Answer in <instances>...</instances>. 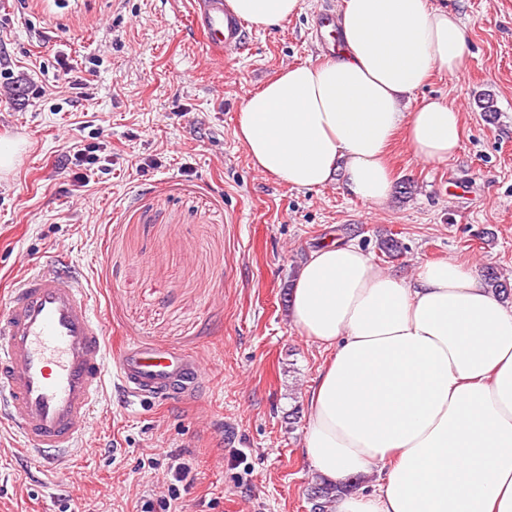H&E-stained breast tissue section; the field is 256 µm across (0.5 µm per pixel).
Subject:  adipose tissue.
Listing matches in <instances>:
<instances>
[{
  "label": "adipose tissue",
  "instance_id": "adipose-tissue-1",
  "mask_svg": "<svg viewBox=\"0 0 512 512\" xmlns=\"http://www.w3.org/2000/svg\"><path fill=\"white\" fill-rule=\"evenodd\" d=\"M257 28L300 0H225ZM339 56L288 67L244 102L236 139L253 167L298 190L342 175L350 195L385 202L397 133L415 157L460 147L461 114L403 97L469 52L459 18L430 0H344ZM300 333L329 351L313 386L304 455L343 486L334 512H512V306L476 270L426 262L405 279L352 242L324 244L291 291ZM376 474L373 490L349 488Z\"/></svg>",
  "mask_w": 512,
  "mask_h": 512
}]
</instances>
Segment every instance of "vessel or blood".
Returning <instances> with one entry per match:
<instances>
[{
	"mask_svg": "<svg viewBox=\"0 0 512 512\" xmlns=\"http://www.w3.org/2000/svg\"><path fill=\"white\" fill-rule=\"evenodd\" d=\"M192 24L213 58L245 42L246 26L224 0H194ZM205 378L199 362L177 349L129 341L113 351L72 260L25 268L0 308V416L41 470L83 447L111 382L142 401L190 397Z\"/></svg>",
	"mask_w": 512,
	"mask_h": 512,
	"instance_id": "b4317fda",
	"label": "vessel or blood"
}]
</instances>
